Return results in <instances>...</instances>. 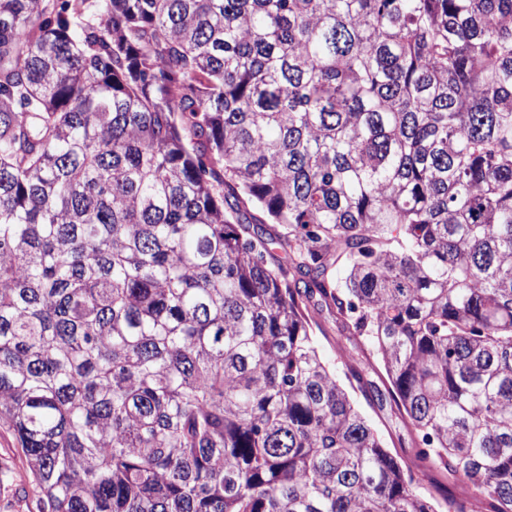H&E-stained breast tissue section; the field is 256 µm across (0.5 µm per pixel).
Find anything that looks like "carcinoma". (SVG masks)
Wrapping results in <instances>:
<instances>
[{
    "label": "carcinoma",
    "instance_id": "obj_1",
    "mask_svg": "<svg viewBox=\"0 0 512 512\" xmlns=\"http://www.w3.org/2000/svg\"><path fill=\"white\" fill-rule=\"evenodd\" d=\"M0 425L38 512H512V0H0ZM325 317H327V315L323 314L319 318L320 330L317 328L315 329V336H318L319 348L324 358L332 364H335L337 375L344 378L341 367L342 359L339 357L336 350V346L340 345V342H337L336 340L339 338V335L336 332L335 324L331 319Z\"/></svg>",
    "mask_w": 512,
    "mask_h": 512
}]
</instances>
